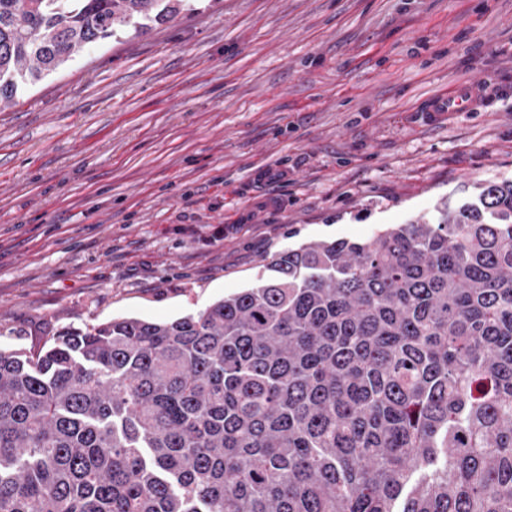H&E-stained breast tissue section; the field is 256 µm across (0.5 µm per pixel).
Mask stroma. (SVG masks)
Instances as JSON below:
<instances>
[{"label": "stroma", "instance_id": "1", "mask_svg": "<svg viewBox=\"0 0 512 512\" xmlns=\"http://www.w3.org/2000/svg\"><path fill=\"white\" fill-rule=\"evenodd\" d=\"M484 180H512V0H196L0 112V349L197 313ZM467 90L458 88L449 95L430 102L426 112H469L473 106V98L467 97Z\"/></svg>", "mask_w": 512, "mask_h": 512}]
</instances>
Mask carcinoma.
I'll return each instance as SVG.
<instances>
[{
  "label": "carcinoma",
  "mask_w": 512,
  "mask_h": 512,
  "mask_svg": "<svg viewBox=\"0 0 512 512\" xmlns=\"http://www.w3.org/2000/svg\"><path fill=\"white\" fill-rule=\"evenodd\" d=\"M186 0H0V111ZM168 321L0 350V512H512V181Z\"/></svg>",
  "instance_id": "carcinoma-1"
}]
</instances>
